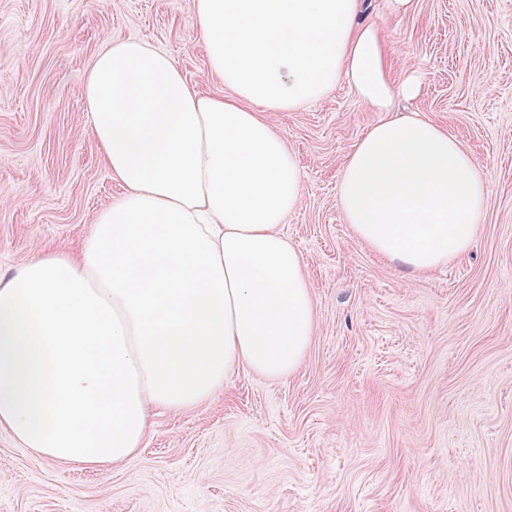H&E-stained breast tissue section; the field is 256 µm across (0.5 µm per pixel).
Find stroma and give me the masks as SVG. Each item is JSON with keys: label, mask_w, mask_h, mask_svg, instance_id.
I'll use <instances>...</instances> for the list:
<instances>
[{"label": "stroma", "mask_w": 512, "mask_h": 512, "mask_svg": "<svg viewBox=\"0 0 512 512\" xmlns=\"http://www.w3.org/2000/svg\"><path fill=\"white\" fill-rule=\"evenodd\" d=\"M401 114L447 128L490 195L470 249L413 277L352 235L338 206L351 147L377 121L346 84L272 112L304 181L282 226L317 307L291 376L235 372L195 409L156 416L132 460L52 462L0 431V512H512V0H364ZM169 53L205 93L188 0H0V277L78 252L122 193L86 127L82 78L109 40Z\"/></svg>", "instance_id": "1"}]
</instances>
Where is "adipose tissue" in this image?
Instances as JSON below:
<instances>
[{
	"mask_svg": "<svg viewBox=\"0 0 512 512\" xmlns=\"http://www.w3.org/2000/svg\"><path fill=\"white\" fill-rule=\"evenodd\" d=\"M361 0H191L225 94L174 59L110 42L84 73V112L123 193L79 257L40 251L0 280V430L41 457L105 468L135 456L161 412L221 392L244 368L293 374L314 335L305 263L281 226L302 174L270 112L346 83L371 112L416 97L395 82ZM489 180L447 129L378 122L347 155L338 205L354 235L407 273L464 253Z\"/></svg>",
	"mask_w": 512,
	"mask_h": 512,
	"instance_id": "ef3b65f1",
	"label": "adipose tissue"
}]
</instances>
